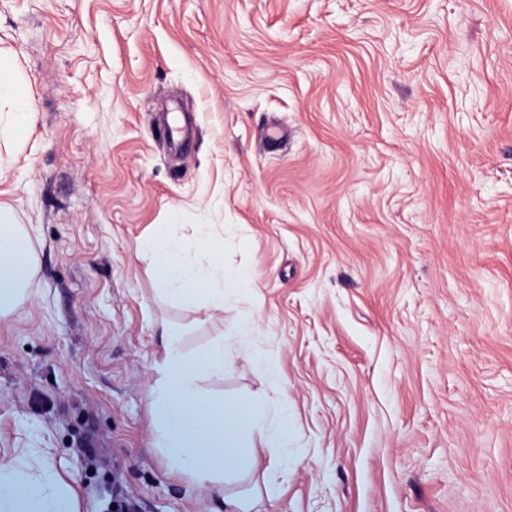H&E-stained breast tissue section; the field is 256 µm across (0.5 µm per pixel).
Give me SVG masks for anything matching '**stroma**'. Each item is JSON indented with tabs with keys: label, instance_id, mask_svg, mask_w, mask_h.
<instances>
[{
	"label": "stroma",
	"instance_id": "stroma-1",
	"mask_svg": "<svg viewBox=\"0 0 512 512\" xmlns=\"http://www.w3.org/2000/svg\"><path fill=\"white\" fill-rule=\"evenodd\" d=\"M0 54L37 115L0 206L39 259L0 460L37 449L77 512H212L155 439L166 321L233 357L198 384L235 441L287 418L267 512H512V0H0ZM174 215L247 283L205 322L141 254Z\"/></svg>",
	"mask_w": 512,
	"mask_h": 512
}]
</instances>
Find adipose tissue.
Returning <instances> with one entry per match:
<instances>
[{
  "instance_id": "adipose-tissue-1",
  "label": "adipose tissue",
  "mask_w": 512,
  "mask_h": 512,
  "mask_svg": "<svg viewBox=\"0 0 512 512\" xmlns=\"http://www.w3.org/2000/svg\"><path fill=\"white\" fill-rule=\"evenodd\" d=\"M19 83L15 64L0 58V140L18 145L36 115L14 90ZM146 250L157 273L160 291L170 301L192 308L204 318L224 309V291L236 287L215 256L224 250L220 237L204 236L190 249L178 224H165L148 240ZM38 270V256L24 225L0 207V318H6L25 297ZM230 364L223 342L197 357L183 350L178 331L162 325L153 369L159 376L151 402L156 436L171 470L193 471L200 481L221 482L233 474L240 459L224 445L229 420L223 405L198 386L201 372L223 373ZM0 512H75L72 487L49 465L24 466L20 459L0 462Z\"/></svg>"
}]
</instances>
